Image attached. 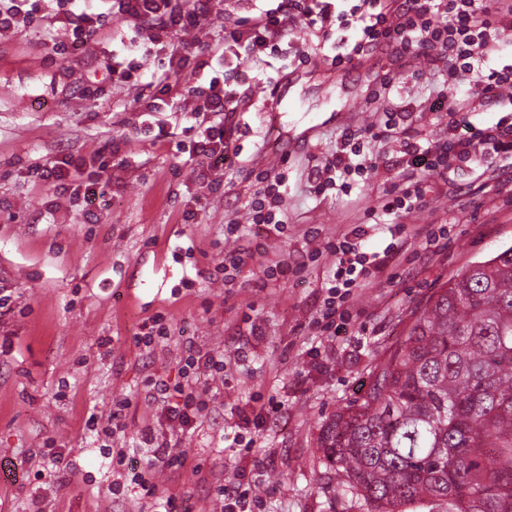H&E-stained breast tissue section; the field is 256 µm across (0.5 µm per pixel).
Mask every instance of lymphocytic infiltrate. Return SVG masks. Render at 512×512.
Wrapping results in <instances>:
<instances>
[{
    "instance_id": "f902f5d3",
    "label": "lymphocytic infiltrate",
    "mask_w": 512,
    "mask_h": 512,
    "mask_svg": "<svg viewBox=\"0 0 512 512\" xmlns=\"http://www.w3.org/2000/svg\"><path fill=\"white\" fill-rule=\"evenodd\" d=\"M57 2L65 7L63 24L67 37L54 43V50L66 54L86 48L99 29V16L67 9L66 0ZM112 12L139 26L141 21H149V28L140 26L138 34L158 44L162 39L199 27L209 12V0H112ZM297 21L318 31L357 24L358 38L349 49L334 56L335 66L351 64L354 59L384 45L402 58L426 56L435 61H447L448 80L452 83L460 72H477L480 80L473 99L488 105L512 106V97L503 96L504 90H512V64L499 69L488 65L504 33L512 31V0H358L348 14L337 11L333 0H281L277 8L255 16L246 29L230 32L224 50L233 53L236 45L243 42L253 56H260L266 50L275 49L284 38L288 24ZM168 65L189 70L196 79L192 90L195 115L207 117L230 111L232 101L223 83L218 77L205 75L210 62L203 54L190 56L175 45L170 50ZM471 101L449 102L445 97H437L430 109L447 112V139L425 147L406 143L402 180L394 186L374 219L378 225L390 221L399 233L388 247V257L364 253L360 241L354 237L345 236L330 244L336 261L330 270L327 294L313 320L316 329L336 333L340 323L352 317L349 299L354 289L368 286L385 267L387 258L396 259L406 252L408 239L403 234V220L429 204L423 176L446 177L463 162L478 163L483 172L493 174L505 171L507 162L512 161V113L492 125L473 127L468 133L459 134L458 128L471 110ZM188 152L196 156L201 167L212 169L235 162L224 143V127L218 123L199 125L198 139L190 144ZM360 152L357 133L344 131L338 151L332 153L324 167L317 169V176L352 171L373 174L374 165L361 159ZM84 165V158L69 155L36 165L33 172L59 194L88 203L98 195L99 186L97 175H84ZM223 370V354L192 349L183 360L179 380L171 383L152 378L145 387L151 397L164 402L168 421L190 428L204 418L208 409L200 388L202 375Z\"/></svg>"
}]
</instances>
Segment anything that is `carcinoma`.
I'll list each match as a JSON object with an SVG mask.
<instances>
[{"instance_id": "cac0c4a2", "label": "carcinoma", "mask_w": 512, "mask_h": 512, "mask_svg": "<svg viewBox=\"0 0 512 512\" xmlns=\"http://www.w3.org/2000/svg\"><path fill=\"white\" fill-rule=\"evenodd\" d=\"M318 445L372 512H512V246L429 296Z\"/></svg>"}]
</instances>
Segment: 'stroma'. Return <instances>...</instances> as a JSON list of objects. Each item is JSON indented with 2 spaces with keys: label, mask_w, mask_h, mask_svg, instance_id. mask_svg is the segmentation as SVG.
<instances>
[{
  "label": "stroma",
  "mask_w": 512,
  "mask_h": 512,
  "mask_svg": "<svg viewBox=\"0 0 512 512\" xmlns=\"http://www.w3.org/2000/svg\"><path fill=\"white\" fill-rule=\"evenodd\" d=\"M277 5L213 0L208 20L179 38L211 57L239 102L223 115L239 163L212 170L210 191L193 173L195 160L176 150L195 138L192 113L164 112L159 126L141 125L146 86L165 52H137L129 82L112 80L108 67L129 28L110 0H83L102 27L82 54L53 53L65 33L50 21L55 0H43L41 21L0 35V297L8 299L0 309V512H153V498L130 482L148 465V430L188 453L185 466L156 469L160 494L187 512H221L219 488L242 473L262 499L258 512H370L325 465L322 427L366 392L374 367L437 288L512 246V202L479 190L472 165H460L448 185L432 188L429 207L406 219V255L355 290L344 329L318 334L311 322L334 262L329 243L367 226V211L399 182L406 137L422 145L447 137L445 113L420 103L441 91L462 97L478 76L463 73L447 87L422 58L405 68L386 57L377 69L339 70L336 48L355 41L356 30L324 36L301 24L289 25L286 46L261 60L243 47L223 57L225 32ZM387 71L393 87L370 102ZM392 102L415 109L389 137H371L368 128L382 126ZM346 129L361 132L362 153L378 170L315 193L309 174ZM63 154L107 161L93 207L71 205L29 174ZM280 173L288 223L256 236L255 192L265 175ZM230 221L240 225L239 239L225 237ZM442 225L443 246L426 248V231ZM239 243L262 252L228 287L213 272ZM283 259L287 278L264 283L265 266ZM158 313L173 332L149 352L135 336ZM191 347L222 353L224 371L203 377L209 413L184 432L162 402L145 398L144 384L177 378ZM121 397L129 400L119 441L127 455L116 468L86 421L107 422ZM272 397L281 410L262 428H245L239 411L267 408ZM241 435L253 439L251 452L236 445ZM48 444L62 454L57 466L38 454Z\"/></svg>",
  "instance_id": "obj_1"
}]
</instances>
